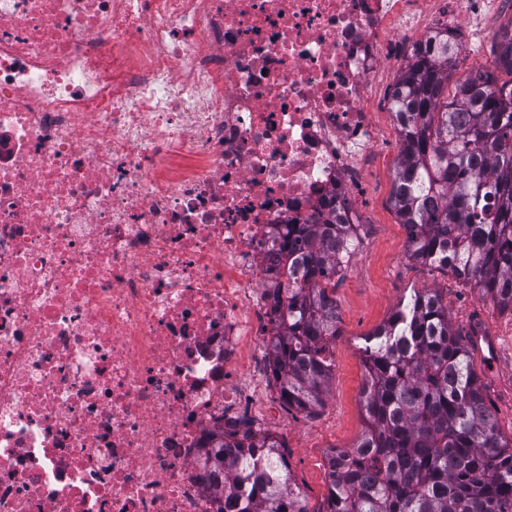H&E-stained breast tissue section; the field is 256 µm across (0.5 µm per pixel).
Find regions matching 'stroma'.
Here are the masks:
<instances>
[{
	"instance_id": "obj_1",
	"label": "stroma",
	"mask_w": 512,
	"mask_h": 512,
	"mask_svg": "<svg viewBox=\"0 0 512 512\" xmlns=\"http://www.w3.org/2000/svg\"><path fill=\"white\" fill-rule=\"evenodd\" d=\"M502 23L495 13L483 29L465 34L463 51L452 63V82L464 81L475 67H492V38ZM397 74V69H389L373 85L381 101L379 127L384 144L368 169L371 188L359 202L363 218L359 249L336 277L338 336L329 346L333 375L323 407L312 415L283 409L268 386L264 347H257L249 367L251 376L261 385L260 407L273 408L278 417L276 434L287 446L291 478L309 512H327L330 450L352 448L364 429L363 339L389 319L411 289L439 291L448 305L454 328L461 335L470 334L473 322L477 321L493 337V354L476 355L475 365L500 433L512 438V312L481 298L478 289L459 283L434 267L412 262L407 256L405 228L391 204L400 150L391 111Z\"/></svg>"
}]
</instances>
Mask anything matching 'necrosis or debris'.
<instances>
[{
	"mask_svg": "<svg viewBox=\"0 0 512 512\" xmlns=\"http://www.w3.org/2000/svg\"><path fill=\"white\" fill-rule=\"evenodd\" d=\"M512 0H0V512H213L274 238L366 189L372 83Z\"/></svg>",
	"mask_w": 512,
	"mask_h": 512,
	"instance_id": "obj_1",
	"label": "necrosis or debris"
}]
</instances>
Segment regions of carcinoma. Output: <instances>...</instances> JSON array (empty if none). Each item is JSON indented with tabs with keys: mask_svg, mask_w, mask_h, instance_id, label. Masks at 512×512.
Returning <instances> with one entry per match:
<instances>
[{
	"mask_svg": "<svg viewBox=\"0 0 512 512\" xmlns=\"http://www.w3.org/2000/svg\"><path fill=\"white\" fill-rule=\"evenodd\" d=\"M462 50L443 26L413 46L392 94L400 154L391 197L411 261L471 283L512 309V21L493 36L491 70L448 93ZM510 79L500 78L501 74ZM359 234L336 218L293 224L281 253L297 254L274 299L269 377L287 410L324 405L338 333L329 286ZM365 428L328 455L330 512H512V440L487 406L473 354L432 288L403 297L364 338ZM199 462L216 477V512H308L283 443L250 424L214 432Z\"/></svg>",
	"mask_w": 512,
	"mask_h": 512,
	"instance_id": "cac0c4a2",
	"label": "carcinoma"
}]
</instances>
